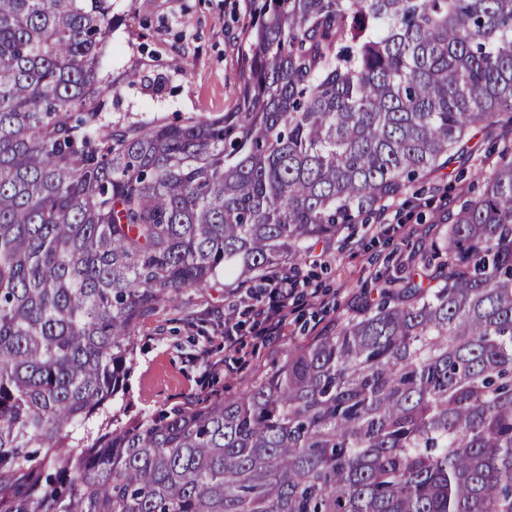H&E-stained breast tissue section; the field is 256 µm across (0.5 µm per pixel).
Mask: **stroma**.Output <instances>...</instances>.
Segmentation results:
<instances>
[{"label":"stroma","mask_w":512,"mask_h":512,"mask_svg":"<svg viewBox=\"0 0 512 512\" xmlns=\"http://www.w3.org/2000/svg\"><path fill=\"white\" fill-rule=\"evenodd\" d=\"M248 0H117L112 38L102 69L114 90L105 100L106 124L149 123L189 116H218L238 99L237 73L247 48ZM188 63L177 71L173 59ZM470 153L427 175L405 194L387 201V223L354 224L312 245L288 270L305 276L323 298L321 306L292 316L288 333L257 347L253 369L225 359L214 383L233 394L279 362L289 347L337 324L368 298L386 276L402 277L411 257L439 242L474 172L490 168L512 145V125L500 122L477 134ZM252 289L238 271L225 269L208 287L184 290L146 320L134 340L128 398L134 411L149 412L195 394L203 372L201 353L222 341L224 317L250 304Z\"/></svg>","instance_id":"35a3bbf8"}]
</instances>
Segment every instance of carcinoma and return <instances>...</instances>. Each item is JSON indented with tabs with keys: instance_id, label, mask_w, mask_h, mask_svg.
Here are the masks:
<instances>
[{
	"instance_id": "carcinoma-1",
	"label": "carcinoma",
	"mask_w": 512,
	"mask_h": 512,
	"mask_svg": "<svg viewBox=\"0 0 512 512\" xmlns=\"http://www.w3.org/2000/svg\"><path fill=\"white\" fill-rule=\"evenodd\" d=\"M113 6L0 0V512H512V148L337 330L234 396L114 411L181 292L512 125V0H250L234 111L110 126Z\"/></svg>"
}]
</instances>
